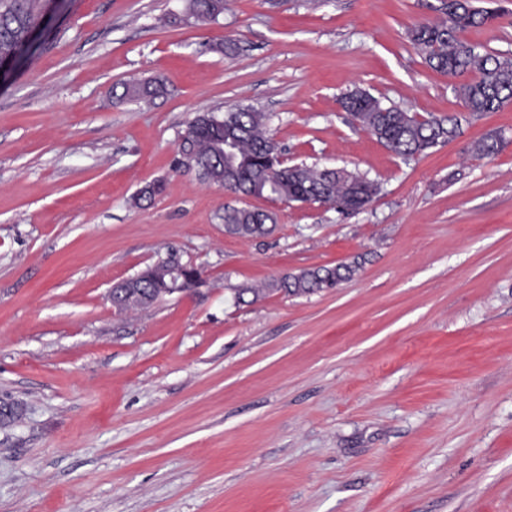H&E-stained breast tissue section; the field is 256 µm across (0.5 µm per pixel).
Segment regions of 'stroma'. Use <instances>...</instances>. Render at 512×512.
Returning <instances> with one entry per match:
<instances>
[{
    "instance_id": "35a3bbf8",
    "label": "stroma",
    "mask_w": 512,
    "mask_h": 512,
    "mask_svg": "<svg viewBox=\"0 0 512 512\" xmlns=\"http://www.w3.org/2000/svg\"><path fill=\"white\" fill-rule=\"evenodd\" d=\"M466 32L512 54V0ZM438 0H68L0 80V512H512V104L466 112L408 37ZM235 52H225V44ZM162 78L153 102L113 86ZM357 88L461 119L405 159L344 112ZM251 107L288 164L378 193L343 219L239 198L173 167L187 121ZM502 138L493 158L475 144ZM161 179L162 195L136 201ZM276 212L225 234V206ZM199 292L116 313L113 284L168 250ZM359 262L337 288L234 292ZM229 0H188L186 14L197 22H215L229 10Z\"/></svg>"
}]
</instances>
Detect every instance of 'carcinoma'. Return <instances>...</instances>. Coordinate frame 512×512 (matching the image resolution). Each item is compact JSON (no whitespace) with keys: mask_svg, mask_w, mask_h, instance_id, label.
Instances as JSON below:
<instances>
[{"mask_svg":"<svg viewBox=\"0 0 512 512\" xmlns=\"http://www.w3.org/2000/svg\"><path fill=\"white\" fill-rule=\"evenodd\" d=\"M49 0H0V59L15 55L39 27ZM476 0H442L430 9L446 16L443 22L428 20L415 24L409 38L425 63L442 74L473 78L455 87L465 109L472 113L496 112L512 103V57L480 51L463 38V33L492 24L503 16L499 9L475 5ZM230 9L229 0H187L186 14L197 22H215ZM118 100L142 101L166 93L159 77L124 82ZM348 112L394 154L405 159L417 157L453 138L459 125L456 117H424L383 102L362 90H353L340 99ZM268 116L250 108L237 107L224 113L201 112L180 134L179 151L187 154L198 178L227 188L238 195L272 197L285 202L311 204L334 202L356 213L364 210L377 193L378 185L366 176L345 168L329 172L304 162L283 165L280 150L267 135ZM238 134V149L231 181L224 182L220 144L224 131ZM501 142L488 137L475 145L478 155L492 157ZM224 229L242 237H256L277 223L276 214L249 208L224 207ZM357 263L317 266L301 270L267 285L273 292L304 296L334 288L352 278ZM142 286L164 288L160 267L148 264L141 269Z\"/></svg>","mask_w":512,"mask_h":512,"instance_id":"obj_1","label":"carcinoma"}]
</instances>
